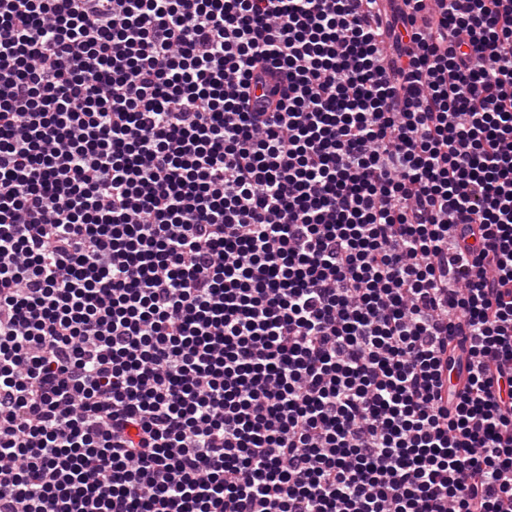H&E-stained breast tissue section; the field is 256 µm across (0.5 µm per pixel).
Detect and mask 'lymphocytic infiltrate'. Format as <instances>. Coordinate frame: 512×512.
Wrapping results in <instances>:
<instances>
[{"mask_svg":"<svg viewBox=\"0 0 512 512\" xmlns=\"http://www.w3.org/2000/svg\"><path fill=\"white\" fill-rule=\"evenodd\" d=\"M512 0H0V512H512Z\"/></svg>","mask_w":512,"mask_h":512,"instance_id":"f902f5d3","label":"lymphocytic infiltrate"}]
</instances>
